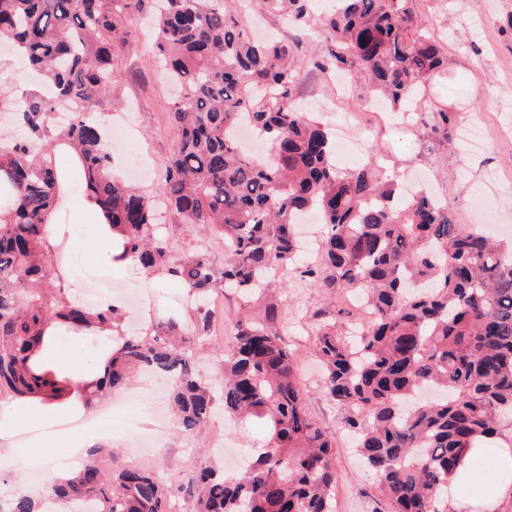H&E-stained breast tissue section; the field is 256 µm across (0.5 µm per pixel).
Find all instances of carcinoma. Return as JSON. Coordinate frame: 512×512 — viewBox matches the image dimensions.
I'll use <instances>...</instances> for the list:
<instances>
[{"label":"carcinoma","instance_id":"carcinoma-1","mask_svg":"<svg viewBox=\"0 0 512 512\" xmlns=\"http://www.w3.org/2000/svg\"><path fill=\"white\" fill-rule=\"evenodd\" d=\"M311 0H261L266 14L300 32ZM315 39L303 43L253 34L252 0H0V47L10 46L36 88L0 96L29 131L24 142L0 143V399L31 389L30 348L62 302L49 290L53 259L41 250L44 217L57 203L55 146L65 141L81 167L76 177L99 197L109 222L127 239L146 272L166 270L194 295L235 288L263 295L273 268H291L328 295L362 293L372 322L346 335L350 312L319 326L315 356L323 394L341 412L363 464L375 473L393 512H441L448 486L475 440L499 434L512 412V245L478 224L456 222L426 193L401 200L396 176L377 157L356 169L334 161L327 122L293 104L301 47L318 71L345 74L356 100L369 93L393 112L415 111L444 73L447 56L415 8L416 0H334ZM142 18L180 95L172 120L176 149L164 164L162 199L183 224L213 225L224 236V269L204 249L180 260L153 236L156 202L117 180L112 155L92 113L112 98V67L124 22ZM72 107L58 128V106ZM423 129L448 142L452 108L436 102ZM247 119L271 152H246L233 130ZM322 224L320 259L301 263L300 216ZM264 322L239 321L224 350V410L257 421L265 448L254 464L227 476L199 465L172 486L127 463L112 473L99 458L53 496L82 512H173L184 498L193 512H335L334 438L307 414L291 352ZM203 308L182 324L169 318L157 331L132 336L112 357L107 388L130 372L165 379L180 430L196 433L210 418L213 395L181 348L184 333L207 335ZM0 512H37L18 495Z\"/></svg>","mask_w":512,"mask_h":512}]
</instances>
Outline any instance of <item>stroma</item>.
<instances>
[{
  "mask_svg": "<svg viewBox=\"0 0 512 512\" xmlns=\"http://www.w3.org/2000/svg\"><path fill=\"white\" fill-rule=\"evenodd\" d=\"M417 9L439 32L447 54V72L436 91L458 108L451 132L453 140L447 152L437 154L429 152L415 132L382 128L371 146L383 150L395 172H425L427 189L443 196L458 223L512 225V0H419ZM127 31L112 69V103L101 109L100 115L109 119L111 128L127 133L126 141L112 144L114 173L137 179L144 190L157 195L161 192L163 164L175 144L169 119L175 98L165 75L151 63L153 44L149 32L137 21L128 23ZM296 64L298 105L335 100L341 109L360 110L365 122H375L376 116L367 105L357 106L343 97L334 77L313 69L307 56L298 55ZM470 122L480 123L484 130V151L470 152L461 144L460 130ZM154 233L167 243L175 257L202 248L208 251L215 269L224 266V240L215 227L187 226L179 223L177 216L163 211ZM279 279L285 290L274 297L282 310L274 329L296 353L310 416L336 438V512H387L376 477L361 464L341 427L339 411L320 391L321 375L313 339L302 333L312 313L334 318L345 301L325 296L294 274L283 273ZM207 302L217 313L214 331L206 343L193 339L189 346L197 355L203 381L218 397L223 387L214 373L234 327L238 321L261 317L263 306L233 290L221 295L210 293ZM112 429L113 465L138 462L166 480L189 478L199 463L223 468L226 445L240 448L251 462L265 445V435L258 424L226 416L220 404L197 434L182 435L176 426H169L163 447L153 452L137 453L120 421H113Z\"/></svg>",
  "mask_w": 512,
  "mask_h": 512,
  "instance_id": "obj_1",
  "label": "stroma"
}]
</instances>
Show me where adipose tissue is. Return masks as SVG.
Listing matches in <instances>:
<instances>
[{"label":"adipose tissue","mask_w":512,"mask_h":512,"mask_svg":"<svg viewBox=\"0 0 512 512\" xmlns=\"http://www.w3.org/2000/svg\"><path fill=\"white\" fill-rule=\"evenodd\" d=\"M89 216L86 224L62 222L64 212ZM46 254L66 252L70 275L66 282L65 302L78 307L79 275L83 266H91L109 277L124 275L146 286L171 284L166 273L145 274L130 255L124 234L107 217L96 197L82 189L67 191L47 215L42 240ZM97 310L114 311L116 318L104 327H73L67 320H53L42 329L30 368L39 378V389L14 398L0 400V446L19 434H30L34 447L46 440L39 429L86 419L89 398L106 385L112 355L126 338L120 295L102 292ZM512 497V438H490L475 442L448 480L442 497L446 512H502L505 499Z\"/></svg>","instance_id":"ef3b65f1"}]
</instances>
